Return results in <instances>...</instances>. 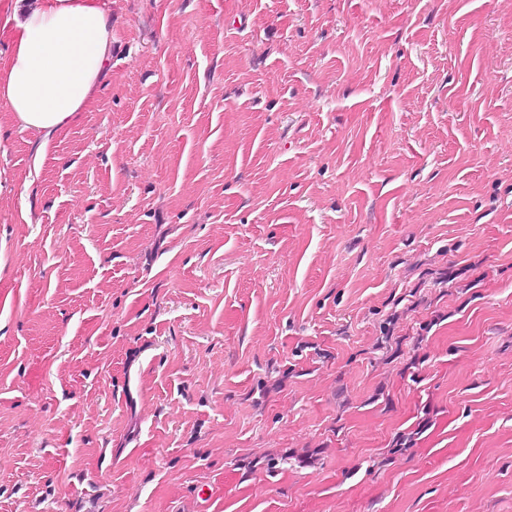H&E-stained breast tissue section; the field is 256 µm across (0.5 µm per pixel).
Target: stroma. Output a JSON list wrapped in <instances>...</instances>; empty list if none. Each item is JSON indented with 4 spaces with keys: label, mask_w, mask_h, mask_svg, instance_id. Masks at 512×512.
Instances as JSON below:
<instances>
[{
    "label": "stroma",
    "mask_w": 512,
    "mask_h": 512,
    "mask_svg": "<svg viewBox=\"0 0 512 512\" xmlns=\"http://www.w3.org/2000/svg\"><path fill=\"white\" fill-rule=\"evenodd\" d=\"M0 104V512H512V0H112ZM20 1L1 26L10 51L0 60V101L19 125L45 134L41 155L97 101L112 62V10L109 0Z\"/></svg>",
    "instance_id": "1"
}]
</instances>
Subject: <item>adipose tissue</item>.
Listing matches in <instances>:
<instances>
[{"mask_svg":"<svg viewBox=\"0 0 512 512\" xmlns=\"http://www.w3.org/2000/svg\"><path fill=\"white\" fill-rule=\"evenodd\" d=\"M0 102L25 128L52 136L96 102L112 62L107 0H26L0 21Z\"/></svg>","mask_w":512,"mask_h":512,"instance_id":"ef3b65f1","label":"adipose tissue"}]
</instances>
